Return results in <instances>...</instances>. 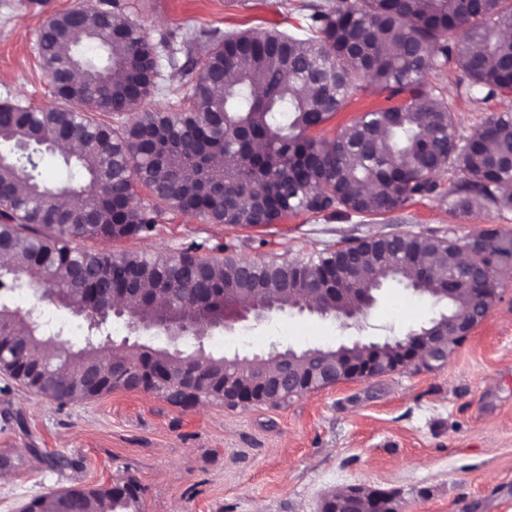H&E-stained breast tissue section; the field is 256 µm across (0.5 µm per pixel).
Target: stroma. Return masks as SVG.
I'll return each mask as SVG.
<instances>
[{
  "label": "stroma",
  "instance_id": "35a3bbf8",
  "mask_svg": "<svg viewBox=\"0 0 512 512\" xmlns=\"http://www.w3.org/2000/svg\"><path fill=\"white\" fill-rule=\"evenodd\" d=\"M327 0H0V99L50 106L39 65L41 29L72 9L118 8L156 46L178 49L179 65L162 64L145 108L183 97L186 68L199 51L180 50L183 36L200 42L243 29L297 32ZM425 83L451 108L460 134L512 110V94L483 101L466 92L456 66L427 72ZM484 228L512 231V211L465 213L451 203L414 201L384 217L348 212L291 214L273 224L232 227L197 215L163 211L155 237L91 240L92 250L178 253L191 242L234 246L258 262L299 260L352 239L399 230L463 238ZM486 318L441 363L411 365L380 377L348 380L281 406L230 408L204 402L184 409L140 391L117 390L61 406L0 374V454L26 463L0 482V512H20L35 495L62 487L110 486L134 476L143 512H322L336 492L353 486L391 494L398 512H512V271L497 273ZM15 305L40 307L70 346L84 341L67 308L37 305L29 291ZM440 302L398 282L350 319L291 310L211 329L180 348L221 356L382 343L436 316ZM38 447L80 463L61 473L28 458Z\"/></svg>",
  "mask_w": 512,
  "mask_h": 512
}]
</instances>
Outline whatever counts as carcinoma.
Listing matches in <instances>:
<instances>
[{
    "label": "carcinoma",
    "instance_id": "cac0c4a2",
    "mask_svg": "<svg viewBox=\"0 0 512 512\" xmlns=\"http://www.w3.org/2000/svg\"><path fill=\"white\" fill-rule=\"evenodd\" d=\"M309 19L304 38L278 30L224 34L204 50L186 95L149 110L142 108L156 87L149 70L160 68V57L134 20L115 10L75 9L47 21L38 57L58 82L56 104L0 103L7 109L0 116V254L11 257L0 263L1 372L62 406L134 390L112 379L113 365L125 358L147 356L164 366V383L150 390L164 399L194 365L213 378L237 373L222 356L148 344L123 356L112 351L98 338L113 319L112 307L96 302V294L124 288L130 278L156 290L154 306L130 309L131 322L146 325L203 318L192 295L210 289L219 296L210 318L222 321L240 308L262 314L313 299L325 316L356 315L351 290L371 293L388 279L436 297L452 288L446 311L423 328L452 336L443 358L466 339L461 326L476 325L478 289L495 292L497 268L512 265V234L499 229L464 239L402 231L353 240L345 252L329 248L271 263L248 260L228 245L206 255L196 242L176 255L103 254L85 246L155 236L160 205L240 227L333 209L382 217L414 200L447 198L436 180L441 161L459 176L454 208L512 211V191L505 190L512 185V113H496L459 137L448 105L421 83L426 72L452 62L468 76V92L484 100L512 88V38L502 36L512 31V0H330ZM82 45L100 48L103 57L77 69ZM370 87L396 104L363 113L331 140L313 136ZM67 140L81 144L64 160L75 177L49 186L33 158ZM205 146L228 163L201 168L194 156ZM138 184L155 206L129 202ZM72 193L75 206L59 204ZM460 253L467 263H451ZM471 263L487 270L479 283L469 274ZM24 286L68 308L79 301L94 338L74 352L39 317L14 310L15 292ZM319 288L338 292L317 296ZM401 341L377 346L379 365L393 360ZM282 355L294 376L305 377L362 361L369 351L319 348L312 358L286 350L251 369L248 381L273 376ZM17 363L43 374L28 381ZM30 453L52 471L78 467L61 453ZM22 512H142L141 486L127 476L108 488L69 487L31 498Z\"/></svg>",
    "mask_w": 512,
    "mask_h": 512
}]
</instances>
